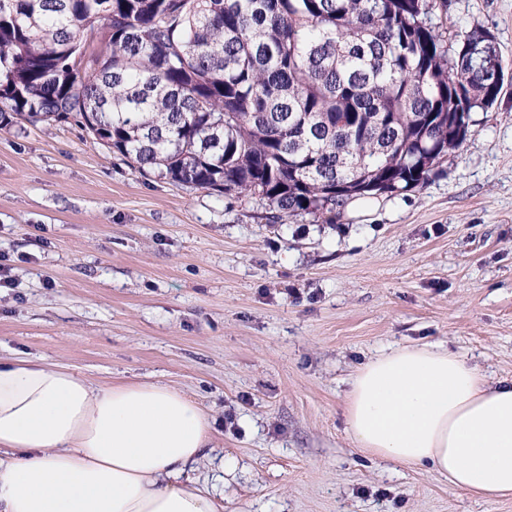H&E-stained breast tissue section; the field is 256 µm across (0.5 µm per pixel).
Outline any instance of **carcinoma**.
<instances>
[{
	"label": "carcinoma",
	"mask_w": 512,
	"mask_h": 512,
	"mask_svg": "<svg viewBox=\"0 0 512 512\" xmlns=\"http://www.w3.org/2000/svg\"><path fill=\"white\" fill-rule=\"evenodd\" d=\"M500 65L484 29L448 30L446 0H0V127L72 119L269 224L427 180L496 105Z\"/></svg>",
	"instance_id": "1"
}]
</instances>
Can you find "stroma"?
I'll list each match as a JSON object with an SVG mask.
<instances>
[{"instance_id": "stroma-1", "label": "stroma", "mask_w": 512, "mask_h": 512, "mask_svg": "<svg viewBox=\"0 0 512 512\" xmlns=\"http://www.w3.org/2000/svg\"><path fill=\"white\" fill-rule=\"evenodd\" d=\"M475 26L497 104L423 184L330 223L141 176L72 121L0 131V359L195 397L214 450L188 480L223 512H512L356 448L343 414L396 348L512 379V0H448L449 30Z\"/></svg>"}]
</instances>
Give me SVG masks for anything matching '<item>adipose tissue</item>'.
<instances>
[{"label":"adipose tissue","mask_w":512,"mask_h":512,"mask_svg":"<svg viewBox=\"0 0 512 512\" xmlns=\"http://www.w3.org/2000/svg\"><path fill=\"white\" fill-rule=\"evenodd\" d=\"M345 424L375 456L512 495V380L489 383L447 349L401 348L365 365ZM212 442L201 405L166 384L101 388L56 365L0 362V512H219L183 481Z\"/></svg>","instance_id":"ef3b65f1"}]
</instances>
